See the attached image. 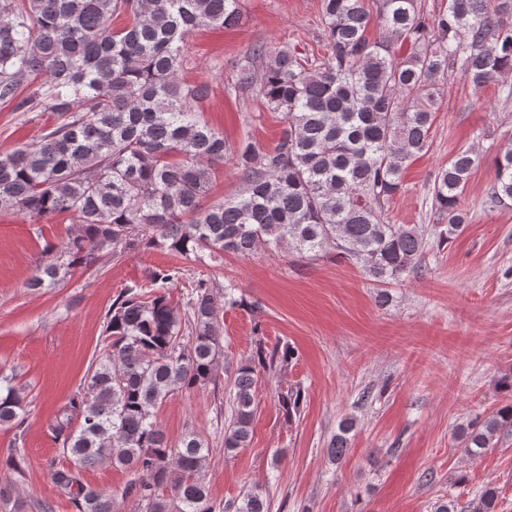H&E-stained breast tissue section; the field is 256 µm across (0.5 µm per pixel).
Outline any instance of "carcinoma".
<instances>
[{
  "mask_svg": "<svg viewBox=\"0 0 512 512\" xmlns=\"http://www.w3.org/2000/svg\"><path fill=\"white\" fill-rule=\"evenodd\" d=\"M510 6L448 0L431 19L422 0H322L323 57L256 45L240 62V88L258 91L287 123L278 143L259 151L212 128L199 109L207 87L180 79L187 35L237 26L240 0H0V100L57 117L37 144L0 153V209L35 221L68 213L78 224L61 247H47L29 287L55 288L77 268L151 246L200 263L260 246H287L305 259L333 250L378 286L419 273L427 239L414 225L393 223L387 204L429 150L448 72L461 71L475 87L499 81L512 97V25L501 19ZM120 16L127 23L116 29ZM373 20L379 33L370 38ZM31 75L42 80L18 98ZM226 162L245 187L206 206ZM479 162L462 148L434 178L432 207L446 224L440 243L468 223L460 201ZM488 197L512 201L511 146L497 158ZM180 276L155 269L148 284L121 289L105 315L107 352L50 424L75 465L52 479L75 512H114V497L79 477L103 464L130 472L121 497L138 512H269L258 492L215 504L202 478L210 448L194 431L169 442L158 421L174 394L216 382L220 316L238 304L235 285L199 278L179 305L170 288ZM293 358L290 345L260 340L237 366L224 453L251 442L260 372ZM303 399L298 386L278 395L290 419ZM25 407V388L0 377V425L18 437ZM354 427L351 419L339 424L330 456L344 457ZM509 430L512 404L478 415L462 431L464 452L479 456ZM497 499L486 487L473 512H495Z\"/></svg>",
  "mask_w": 512,
  "mask_h": 512,
  "instance_id": "obj_1",
  "label": "carcinoma"
}]
</instances>
